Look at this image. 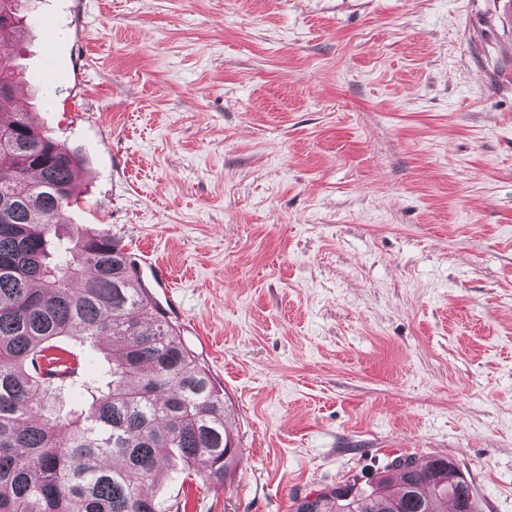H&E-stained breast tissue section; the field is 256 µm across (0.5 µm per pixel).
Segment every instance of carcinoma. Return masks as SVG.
I'll use <instances>...</instances> for the list:
<instances>
[{
    "label": "carcinoma",
    "instance_id": "carcinoma-1",
    "mask_svg": "<svg viewBox=\"0 0 512 512\" xmlns=\"http://www.w3.org/2000/svg\"><path fill=\"white\" fill-rule=\"evenodd\" d=\"M30 0H0V512H172L163 469L222 485L238 446L232 409L112 237L59 231L78 162L15 104L8 38ZM76 337L90 372L47 352ZM476 512L448 460L396 457L369 484L293 498L292 512Z\"/></svg>",
    "mask_w": 512,
    "mask_h": 512
}]
</instances>
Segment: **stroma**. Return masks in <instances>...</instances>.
<instances>
[{"label": "stroma", "mask_w": 512, "mask_h": 512, "mask_svg": "<svg viewBox=\"0 0 512 512\" xmlns=\"http://www.w3.org/2000/svg\"><path fill=\"white\" fill-rule=\"evenodd\" d=\"M18 103L80 159L64 223L173 276L229 398L224 485L290 512L394 457L512 512V0H36Z\"/></svg>", "instance_id": "35a3bbf8"}]
</instances>
